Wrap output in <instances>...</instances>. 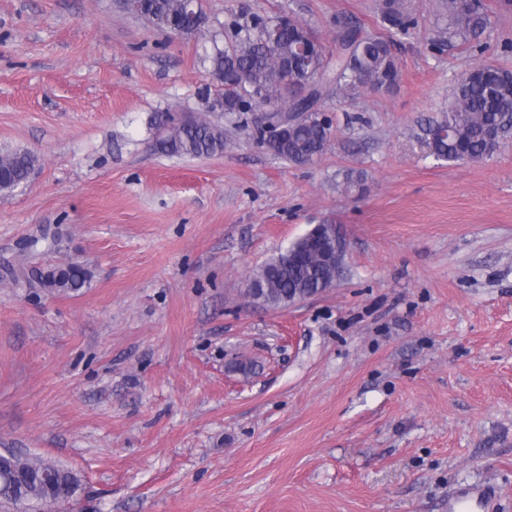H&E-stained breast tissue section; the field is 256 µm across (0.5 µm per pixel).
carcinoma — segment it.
<instances>
[{
  "label": "carcinoma",
  "mask_w": 512,
  "mask_h": 512,
  "mask_svg": "<svg viewBox=\"0 0 512 512\" xmlns=\"http://www.w3.org/2000/svg\"><path fill=\"white\" fill-rule=\"evenodd\" d=\"M147 14L164 20L182 14V0H142ZM446 27L431 41L430 49L448 44L483 46L479 37L488 27L483 0H440ZM384 24L404 32L415 24L406 0H381ZM318 42L308 55L297 51L302 42ZM340 51L326 55V47L312 30L293 16H253L236 24L234 41L215 48L210 60L212 74L224 85V111L245 112L257 105L276 108L271 115L280 119L285 112H305L301 122L284 128L273 154L296 165L311 164L327 150L332 124L320 102L336 91L346 96L361 89L392 85L398 64L389 42L374 34L345 29L337 35ZM512 131V73L478 64L457 82L448 111L428 120L423 127L430 152L438 159L458 161L466 155L487 156L492 140L502 141ZM224 127L203 119L187 120L166 129L161 149L171 154L203 157L224 152ZM39 164V157L24 149H0V170L11 182H25ZM343 252L336 251V263L322 261L314 243V231L307 232L265 262L252 280L260 286L257 299L281 307L316 295L330 287L339 273ZM55 279L41 268L26 272L29 283L59 293H76L91 281V271L80 263L53 267ZM15 470L22 481L0 479V509L21 508L42 512L68 502L78 488L75 474L62 465L41 457L13 455Z\"/></svg>",
  "instance_id": "carcinoma-1"
}]
</instances>
